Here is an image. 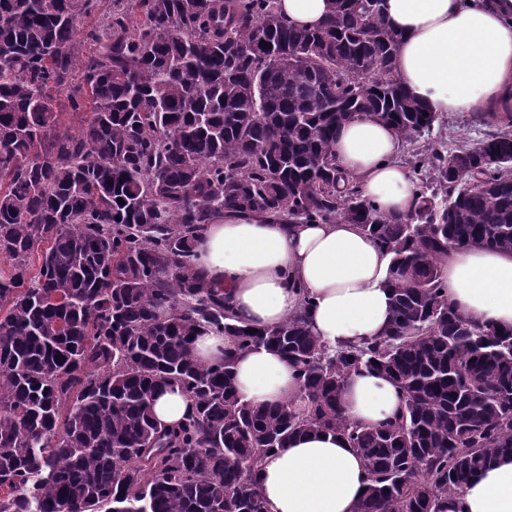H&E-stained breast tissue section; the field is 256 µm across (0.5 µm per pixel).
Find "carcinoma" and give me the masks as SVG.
<instances>
[{"mask_svg": "<svg viewBox=\"0 0 512 512\" xmlns=\"http://www.w3.org/2000/svg\"><path fill=\"white\" fill-rule=\"evenodd\" d=\"M97 11L0 0V512H267L263 459L314 430L363 457L356 512H463L464 486L512 455V330L456 313L438 259L512 251V132L424 142L417 210L385 216L336 168V129L368 114L413 142L438 118L395 79L380 0H330L316 29L276 0H112L83 25ZM224 212L359 225L391 254L382 336L331 348L302 314L250 332L194 262ZM209 332L233 346L204 366ZM261 347L295 364L299 399L236 392L233 358ZM363 369L398 385L394 421L345 416ZM162 387L192 405L172 428L151 410Z\"/></svg>", "mask_w": 512, "mask_h": 512, "instance_id": "obj_1", "label": "carcinoma"}]
</instances>
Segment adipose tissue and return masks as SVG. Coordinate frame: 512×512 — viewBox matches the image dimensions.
<instances>
[{
    "mask_svg": "<svg viewBox=\"0 0 512 512\" xmlns=\"http://www.w3.org/2000/svg\"><path fill=\"white\" fill-rule=\"evenodd\" d=\"M291 26L315 28L328 0H279ZM400 36L394 75L437 117H505L512 112V0H382ZM400 137L363 115L336 132V164L383 213L407 215L417 186L400 163ZM207 281L224 289L233 314L258 330L305 311L332 347L379 337L393 310L389 255L359 225L344 220L295 224L287 217L227 213L205 226L196 247ZM449 304L482 324L512 329V252L461 248L441 260ZM235 388L276 405L298 394L296 367L278 352L239 353ZM341 405L352 421L377 426L398 414L396 385L374 371L352 373ZM367 483L363 458L339 436L311 432L270 454L258 475L268 512H354ZM464 512H512V457L499 458L463 489Z\"/></svg>",
    "mask_w": 512,
    "mask_h": 512,
    "instance_id": "ef3b65f1",
    "label": "adipose tissue"
}]
</instances>
